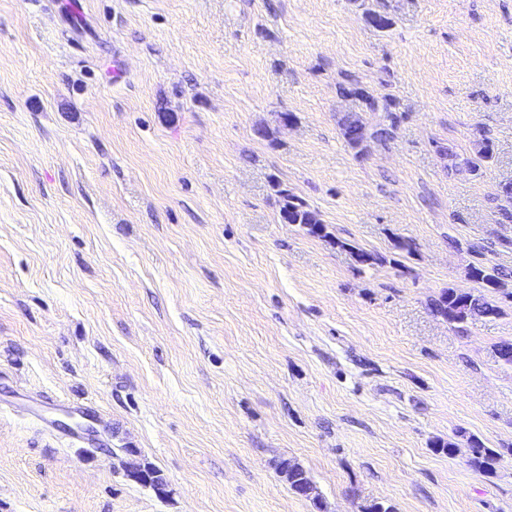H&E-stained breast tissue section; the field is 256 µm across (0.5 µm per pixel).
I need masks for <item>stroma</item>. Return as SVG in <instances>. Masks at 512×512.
<instances>
[{"label":"stroma","instance_id":"obj_1","mask_svg":"<svg viewBox=\"0 0 512 512\" xmlns=\"http://www.w3.org/2000/svg\"><path fill=\"white\" fill-rule=\"evenodd\" d=\"M510 181L512 0H0V512H313L285 459L325 512H512V300L429 308L512 274ZM356 94L357 95L364 94L365 96H375L373 93H371L370 91H368L366 89L358 90ZM357 95H356V97L362 102V104L366 108V111L374 112V113L382 112L384 114L382 116L383 120L389 121V124H384V123L379 122L375 125V127H374L375 131H373V132L376 136V139L378 138L379 141H386L389 138H391V128L394 125V120L392 117V113L389 110L390 104H389L388 99L386 97H376L378 104L374 105V103H370L369 99H365V98L359 97ZM280 197V213H288V217L297 224H307L309 215L318 218L317 215L311 211L304 202L297 199L294 195L290 194L287 189H280L277 191ZM469 272H471V276L475 279V281L482 284V288H489L487 285L491 284L494 289L497 290L496 292L504 293L506 296L512 299V292H506V290H508V288H506L507 284L504 281V277L506 275L503 274V272L499 269L494 268L490 270L482 264H477L471 265ZM430 308L438 318H446L453 328L463 330V325L471 317L490 311L497 318L503 314V309L484 291L478 293H462L454 288H444L437 297L431 299ZM467 441L471 452L467 460L468 465L483 474H491L494 471V465L500 457V453L493 448L486 447L475 436H469Z\"/></svg>","mask_w":512,"mask_h":512}]
</instances>
